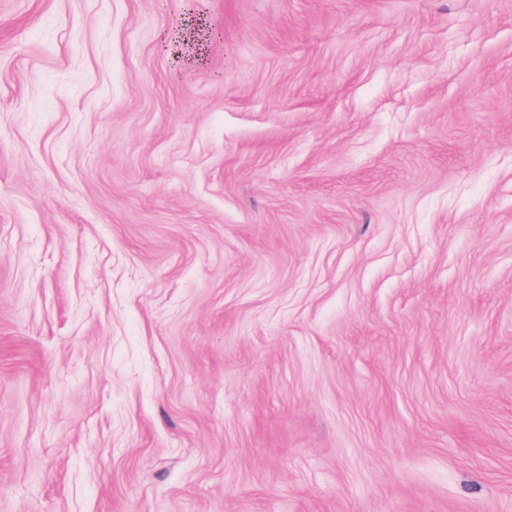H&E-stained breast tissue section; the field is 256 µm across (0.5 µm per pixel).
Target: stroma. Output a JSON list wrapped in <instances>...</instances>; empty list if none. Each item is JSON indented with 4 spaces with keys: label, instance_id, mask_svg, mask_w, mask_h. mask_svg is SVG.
<instances>
[{
    "label": "stroma",
    "instance_id": "35a3bbf8",
    "mask_svg": "<svg viewBox=\"0 0 512 512\" xmlns=\"http://www.w3.org/2000/svg\"><path fill=\"white\" fill-rule=\"evenodd\" d=\"M0 512H512V0H0Z\"/></svg>",
    "mask_w": 512,
    "mask_h": 512
}]
</instances>
